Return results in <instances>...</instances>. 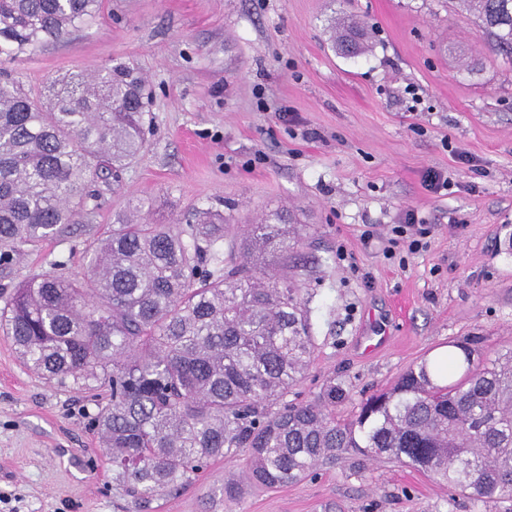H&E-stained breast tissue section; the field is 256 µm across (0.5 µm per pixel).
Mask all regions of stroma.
I'll use <instances>...</instances> for the list:
<instances>
[{"instance_id": "1", "label": "stroma", "mask_w": 512, "mask_h": 512, "mask_svg": "<svg viewBox=\"0 0 512 512\" xmlns=\"http://www.w3.org/2000/svg\"><path fill=\"white\" fill-rule=\"evenodd\" d=\"M342 11L372 36L354 58L329 40ZM120 63L152 93L146 149L119 184L93 183L73 233L1 263L0 294L80 272L87 240L132 198L181 231L188 208L229 212L228 261L245 225L283 207L306 227L288 264L317 345L289 401L334 385L346 420L448 342L512 348V59L458 0H103L68 36L0 57V70L47 102L66 74ZM433 173L450 176L447 190L430 189ZM409 213L432 227L425 246L387 255ZM107 399L28 369L0 329V512H137L90 426ZM245 471L242 454L211 461L147 512H512L355 456L227 497Z\"/></svg>"}]
</instances>
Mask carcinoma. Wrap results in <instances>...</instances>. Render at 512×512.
Listing matches in <instances>:
<instances>
[{
    "mask_svg": "<svg viewBox=\"0 0 512 512\" xmlns=\"http://www.w3.org/2000/svg\"><path fill=\"white\" fill-rule=\"evenodd\" d=\"M462 3L512 55V0ZM101 8L0 0V53L59 40ZM365 42L356 22L334 40L348 57ZM151 103L126 64L62 82L49 107L0 76V262L82 222L91 182L119 180L143 149ZM143 208L129 201L109 234L86 244L80 276L34 274L0 307V327L30 369L110 392L93 426L112 482L140 507L241 451L258 487L304 480L353 450L419 468L476 506L512 500V349L489 357L475 339L452 342L462 356L422 360L344 422L332 412L343 397L334 385L320 403L285 405L315 351L300 289L281 271L302 225L271 209L244 233L245 263L205 272L224 213L192 209L184 234L141 221Z\"/></svg>",
    "mask_w": 512,
    "mask_h": 512,
    "instance_id": "carcinoma-1",
    "label": "carcinoma"
}]
</instances>
